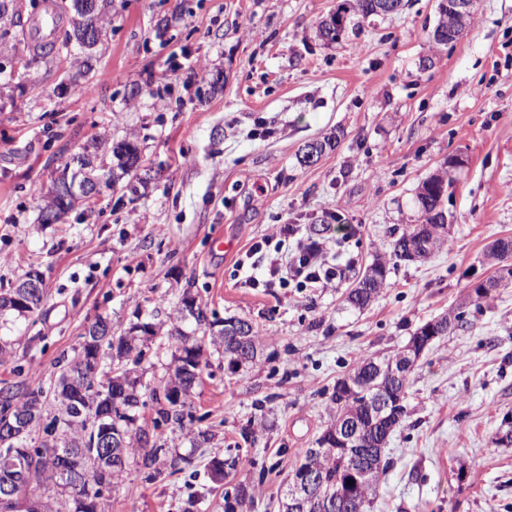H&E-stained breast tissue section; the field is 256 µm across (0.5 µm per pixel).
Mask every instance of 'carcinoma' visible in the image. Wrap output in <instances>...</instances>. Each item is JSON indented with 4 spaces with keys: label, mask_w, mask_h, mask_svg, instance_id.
<instances>
[{
    "label": "carcinoma",
    "mask_w": 512,
    "mask_h": 512,
    "mask_svg": "<svg viewBox=\"0 0 512 512\" xmlns=\"http://www.w3.org/2000/svg\"><path fill=\"white\" fill-rule=\"evenodd\" d=\"M82 0H71L70 26L71 30L64 33L58 43L48 49V53L29 54L30 61L38 59L52 60L75 58L80 70L78 74L82 81L75 84V88H89L94 82V68L92 55L87 53L83 57L77 56L75 50L81 46L80 32L90 25L98 26L102 32H107V10L112 6V0H99L101 8L94 14H88L79 8ZM376 0H341L336 11L330 15V22H322L320 28L326 29L322 38L329 42L341 39L347 30L348 19L354 16L363 18L374 14ZM92 148L95 156L104 157L108 154L116 160L115 168L119 172L112 173V183L116 184L123 177L138 170V145L132 138L114 143L108 140H93ZM66 171H61L49 192L51 204L60 210L75 208L77 200L66 196ZM452 179L448 172L443 171L430 176L422 182L416 195L419 210L423 216V223L433 226V241L428 246L429 252H434L445 243L439 236L440 229L447 224L445 199ZM415 227L407 228L393 242L392 256L399 261L412 260L409 247H418L412 237ZM387 261L375 260L366 270L357 277L356 286L349 292L346 302L358 309L366 308L380 293L386 282ZM45 300V290L39 289L32 295L30 305L23 308L0 307L1 312L33 313L40 309ZM154 333L149 323H137L128 329L126 334L112 337L103 344L102 364L100 370L83 382V395L80 396V405L83 415L72 421L64 419L62 412L49 417L45 415L46 407H56L59 398L67 396L68 376H84L83 363L88 354L86 347H81L77 357L69 367L62 371L57 380L44 386L39 382L34 386L26 383L20 385H6L0 387V424L6 419H12L20 413L27 411L31 402L40 403L39 421L34 424L32 433H39V445H30L31 433L18 439H7L0 434V486L9 483L13 487L14 496L7 503L0 505V512H19V498L26 494L36 484L39 477H47L61 489V496L65 503L72 506L71 512H98L99 499L103 491L119 490L122 488V478L132 456L142 455L143 465L152 468L156 461L170 453L167 443L162 435L157 433L161 426L171 422L182 421L184 411L195 384L200 378L202 364L204 363V349L201 343L191 341L179 329L170 333V338L176 340L177 345L173 354V371L166 385L181 390V399L173 400L168 395H160L157 389L149 391L150 399L156 404V417L154 418V432L144 429L132 431L136 423L133 409L140 403V381L133 375V367L138 365L142 356V346L148 341L146 334ZM377 359L361 357L355 362L349 377L354 379L350 389H333L330 401L335 414L331 423L317 439V445H323L332 437V430L336 423L360 424L369 432L372 440L388 441L390 436L398 429L407 415L404 399L409 386L410 377L401 379L395 392L398 394L399 404L394 418L385 423H376L370 420L369 402L373 395L380 390L383 380L373 379L371 369ZM111 370L127 374L123 382L113 384L104 383L103 377ZM101 413L109 414L112 427H117L130 433L127 439L128 447L123 453V460L119 465L112 467L108 479L97 472V462L109 455L112 449L103 445L95 433L93 424L89 419ZM73 445L81 446V457L77 470L72 477L62 474V449ZM320 479L312 491V497L305 504V512H355L354 502H359L364 509L370 504L376 494L380 478L388 468V462H383L381 469L369 475L371 492L365 498L358 494V484L362 482L356 465L350 457V449L338 448L318 459ZM353 484H348V481ZM340 499L334 510H328V502Z\"/></svg>",
    "instance_id": "cac0c4a2"
}]
</instances>
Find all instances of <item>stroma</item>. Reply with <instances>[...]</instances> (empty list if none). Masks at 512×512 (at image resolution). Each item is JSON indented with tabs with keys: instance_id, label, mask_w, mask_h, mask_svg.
Returning <instances> with one entry per match:
<instances>
[{
	"instance_id": "1",
	"label": "stroma",
	"mask_w": 512,
	"mask_h": 512,
	"mask_svg": "<svg viewBox=\"0 0 512 512\" xmlns=\"http://www.w3.org/2000/svg\"><path fill=\"white\" fill-rule=\"evenodd\" d=\"M339 0H112L92 51L96 87L73 91L71 62L15 68L30 28L0 39V292L28 271L44 278L35 313L0 316V386L55 380L88 323L114 333L155 324L136 367L164 383L172 327L201 340L207 361L181 423L161 432L172 454L146 477L131 460L102 512H224V489L249 486L243 512H280L300 449L332 418L330 395L356 358L402 347L424 321L462 311L464 324L422 355L407 416L368 512H512V286L476 298L494 267V240L512 236V0H478L463 34H430L435 0L360 19L328 43L321 22ZM342 131L337 147L302 166L304 145ZM136 139L147 181L116 184L61 223L40 221L52 182L93 139ZM448 169L447 243L417 262L391 244L422 218L421 183ZM342 225L326 231L333 216ZM322 241L351 239L332 288H251L238 263L278 225ZM234 240L224 253L218 239ZM381 256L390 272L364 310L344 302L355 272ZM191 290L210 320L250 321L254 364L231 368L213 331L182 313ZM210 430L193 446L191 435ZM237 449L224 485L206 465ZM264 480H257L260 469Z\"/></svg>"
}]
</instances>
